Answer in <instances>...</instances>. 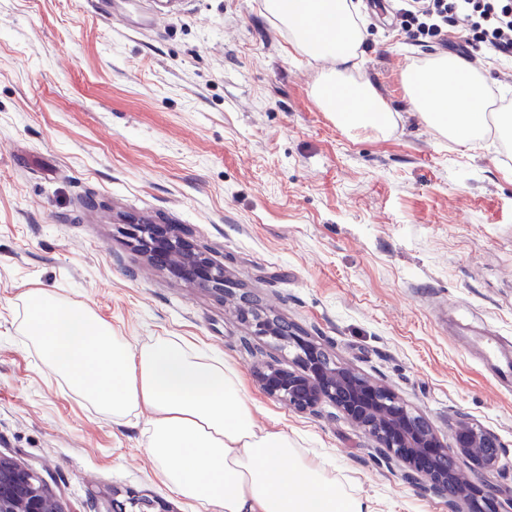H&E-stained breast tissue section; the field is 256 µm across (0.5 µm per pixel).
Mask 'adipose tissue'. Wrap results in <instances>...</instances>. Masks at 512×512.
Masks as SVG:
<instances>
[{"mask_svg": "<svg viewBox=\"0 0 512 512\" xmlns=\"http://www.w3.org/2000/svg\"><path fill=\"white\" fill-rule=\"evenodd\" d=\"M310 59L331 64L317 85L324 109L346 131L390 132L396 112L367 77L352 78L364 33L352 0H266ZM408 101L423 121L464 147L484 140L487 81L454 55L411 66ZM24 333L44 364L113 422L152 411L146 451L177 495L216 512H372L339 488L335 463L299 448L287 431L257 425L243 377L179 336L136 344L81 302L45 288L26 294Z\"/></svg>", "mask_w": 512, "mask_h": 512, "instance_id": "1", "label": "adipose tissue"}]
</instances>
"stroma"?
Returning a JSON list of instances; mask_svg holds the SVG:
<instances>
[{
  "label": "stroma",
  "instance_id": "1",
  "mask_svg": "<svg viewBox=\"0 0 512 512\" xmlns=\"http://www.w3.org/2000/svg\"><path fill=\"white\" fill-rule=\"evenodd\" d=\"M362 72L399 113L350 135L265 0H0V455L36 470L63 512H110L113 492L212 512L174 493L145 451L143 409L117 425L22 333L25 293L88 304L132 342L181 336L242 375L256 422L335 459L376 512H450L402 480L330 405L301 414L254 372L294 351L238 312L288 321L337 363L387 384L447 445L494 433L499 470L461 475L512 499V390L465 326L512 349V146L467 149L405 105L403 76L442 55L398 35L387 0H353ZM178 224L223 265L218 296L137 250L128 223Z\"/></svg>",
  "mask_w": 512,
  "mask_h": 512
}]
</instances>
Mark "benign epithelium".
Masks as SVG:
<instances>
[{
    "instance_id": "obj_1",
    "label": "benign epithelium",
    "mask_w": 512,
    "mask_h": 512,
    "mask_svg": "<svg viewBox=\"0 0 512 512\" xmlns=\"http://www.w3.org/2000/svg\"><path fill=\"white\" fill-rule=\"evenodd\" d=\"M130 226L131 238L153 256L155 264L217 295L228 291L224 267L191 248L168 226L134 221ZM251 328L253 335L277 337L295 350L296 371L272 362L256 369V381L267 396L298 412L313 411L328 402L371 437L383 455L404 467L406 481H422L425 490L476 509L489 501L487 486L463 480L457 469L440 464L448 448L433 426L409 410L388 388L327 359L322 348L285 330L278 321L256 314ZM455 455L483 471L494 470L500 463L496 436L464 421L456 424ZM118 496L112 493V512H169L165 504L133 492L126 493L122 500ZM0 512L63 510L37 471L0 456Z\"/></svg>"
}]
</instances>
